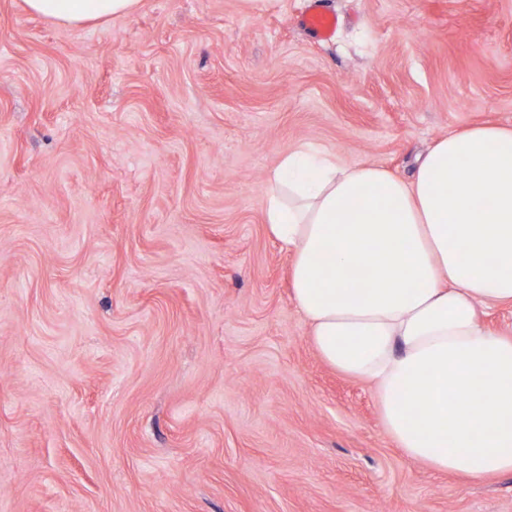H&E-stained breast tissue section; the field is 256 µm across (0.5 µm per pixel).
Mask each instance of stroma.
Returning <instances> with one entry per match:
<instances>
[{
    "mask_svg": "<svg viewBox=\"0 0 512 512\" xmlns=\"http://www.w3.org/2000/svg\"><path fill=\"white\" fill-rule=\"evenodd\" d=\"M0 0V512H512L407 459L326 364L265 228L306 144L410 177L512 127V0ZM141 0H23L25 8L47 20L79 27L135 13ZM303 24L316 36L330 37L337 26L336 15L322 10L318 5L310 7L304 14Z\"/></svg>",
    "mask_w": 512,
    "mask_h": 512,
    "instance_id": "obj_1",
    "label": "stroma"
}]
</instances>
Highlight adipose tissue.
Listing matches in <instances>:
<instances>
[{"label":"adipose tissue","instance_id":"obj_1","mask_svg":"<svg viewBox=\"0 0 512 512\" xmlns=\"http://www.w3.org/2000/svg\"><path fill=\"white\" fill-rule=\"evenodd\" d=\"M140 2L23 0L69 27ZM265 222L313 345L372 386L396 447L438 472H512V336L482 320L512 304V127L440 138L407 179L296 148L272 170Z\"/></svg>","mask_w":512,"mask_h":512}]
</instances>
